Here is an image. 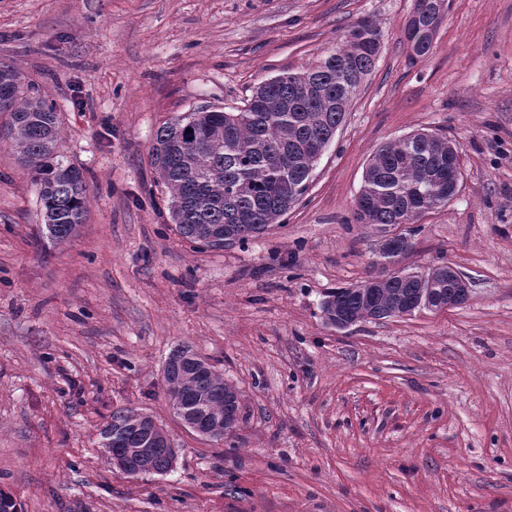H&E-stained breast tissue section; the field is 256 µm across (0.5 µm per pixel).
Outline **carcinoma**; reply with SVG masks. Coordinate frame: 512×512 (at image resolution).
I'll list each match as a JSON object with an SVG mask.
<instances>
[{"label":"carcinoma","mask_w":512,"mask_h":512,"mask_svg":"<svg viewBox=\"0 0 512 512\" xmlns=\"http://www.w3.org/2000/svg\"><path fill=\"white\" fill-rule=\"evenodd\" d=\"M449 10V0H416L406 23L413 57L425 56ZM381 48L369 19L348 27L320 61L262 82L233 111L200 107L161 126L151 149L157 183L169 194L179 234L208 248L243 242L267 232L310 187L317 160L345 122L349 104L371 74ZM0 143L16 149L41 206L42 232L53 242L75 235L85 217L87 186L79 169L58 151L60 113L49 95L0 61ZM191 132H186V129ZM459 147L447 137L417 131L372 153L356 199L361 224H412L448 205V160ZM448 269L405 267L375 288L371 279L325 295L322 312L338 329L448 305ZM175 414L188 412L218 442L238 420V396L213 366L191 349L172 350L164 367ZM166 431L134 408L112 412L100 431L116 465L138 474L141 450L153 448L151 468L170 470L174 450L158 447Z\"/></svg>","instance_id":"carcinoma-1"}]
</instances>
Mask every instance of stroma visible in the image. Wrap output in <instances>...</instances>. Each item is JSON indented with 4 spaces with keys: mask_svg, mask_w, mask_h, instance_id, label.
I'll list each match as a JSON object with an SVG mask.
<instances>
[{
    "mask_svg": "<svg viewBox=\"0 0 512 512\" xmlns=\"http://www.w3.org/2000/svg\"><path fill=\"white\" fill-rule=\"evenodd\" d=\"M414 3L0 0V59L55 101L89 189L76 236L49 243L0 143V488L23 512H512V0H451L415 62ZM362 18L381 51L305 196L262 236L182 238L157 129L243 106ZM419 129L457 143L462 182L402 264H452L469 300L331 327L325 294L409 230L356 221L370 155ZM181 345L238 391L222 441L173 413L163 370ZM124 407L167 431L168 472L128 476L101 448Z\"/></svg>",
    "mask_w": 512,
    "mask_h": 512,
    "instance_id": "1",
    "label": "stroma"
}]
</instances>
